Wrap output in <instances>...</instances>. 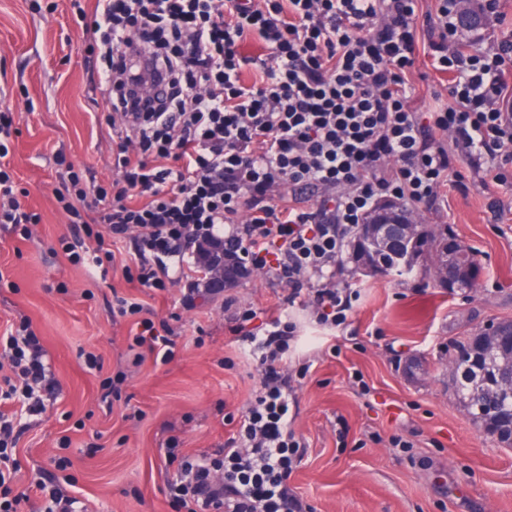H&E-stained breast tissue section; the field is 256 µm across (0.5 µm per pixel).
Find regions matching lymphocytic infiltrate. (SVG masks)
Masks as SVG:
<instances>
[{
	"mask_svg": "<svg viewBox=\"0 0 512 512\" xmlns=\"http://www.w3.org/2000/svg\"><path fill=\"white\" fill-rule=\"evenodd\" d=\"M459 3L442 0L422 17L418 0H93L84 21L113 110L115 177L91 196L59 194L95 242L73 261L104 276L120 269L141 288L183 284L190 307L207 284L190 269L228 242L287 287L285 305L305 295L318 325L343 324L356 296L339 278L345 240L379 199L430 208L448 181L462 183L463 167H490L502 181L512 165V32L493 52L469 49ZM421 32L454 100L424 116L405 81ZM254 35L265 58L242 51ZM251 67L258 75L248 81ZM11 135L1 112L0 223L30 224L6 162ZM116 312L135 318L136 346L172 358L173 328L144 317L133 298H117ZM228 320L262 369L260 386L214 453L183 455L170 439L177 475L167 493L180 512H308L289 483L307 448L290 427L286 367L298 327L243 307ZM52 387L44 351L21 325L0 344V398L19 407L0 413V512H21L29 499L10 449L20 415L44 413Z\"/></svg>",
	"mask_w": 512,
	"mask_h": 512,
	"instance_id": "1",
	"label": "lymphocytic infiltrate"
}]
</instances>
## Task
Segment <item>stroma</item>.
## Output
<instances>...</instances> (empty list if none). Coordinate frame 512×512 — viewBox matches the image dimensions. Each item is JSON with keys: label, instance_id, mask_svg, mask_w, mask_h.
<instances>
[{"label": "stroma", "instance_id": "35a3bbf8", "mask_svg": "<svg viewBox=\"0 0 512 512\" xmlns=\"http://www.w3.org/2000/svg\"><path fill=\"white\" fill-rule=\"evenodd\" d=\"M92 43L70 0H0V106L17 129L9 160L19 202L39 218L0 225V335L30 322L58 382L46 413L22 421L18 476L34 486L62 457L65 491L89 512H175L169 437L189 454L223 447L233 433L227 416L261 378L228 332L224 302L275 310L284 291L255 270L189 309L179 286L136 288L71 260L57 189L74 172L89 193L114 178L112 108L85 66ZM448 83L419 51L408 77L415 109L449 103ZM463 174L466 192L445 189L436 208L410 213L477 252L476 290L450 292L426 258L412 274L377 277L347 258L343 276L360 296L344 324L325 330L311 309L288 311L300 328L288 354L292 427L307 443L290 483L310 512H512V450L475 425L448 387L454 340L512 320V182ZM119 296L140 299L174 329L168 363L148 356L133 365L132 324L113 312ZM88 351L101 355V370L85 367Z\"/></svg>", "mask_w": 512, "mask_h": 512}]
</instances>
